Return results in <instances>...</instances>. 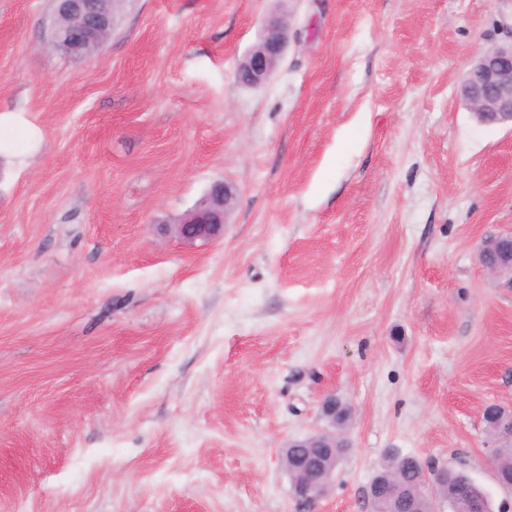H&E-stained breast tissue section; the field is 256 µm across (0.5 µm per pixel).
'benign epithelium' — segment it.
Segmentation results:
<instances>
[{"label":"benign epithelium","mask_w":512,"mask_h":512,"mask_svg":"<svg viewBox=\"0 0 512 512\" xmlns=\"http://www.w3.org/2000/svg\"><path fill=\"white\" fill-rule=\"evenodd\" d=\"M55 17L52 37L59 49L73 56L90 55L99 50L112 34L114 10L112 0H54ZM290 23L283 16L266 21L265 35L239 62L237 82L244 87H258L271 77L281 62L289 41ZM461 93L481 124L512 126V43L500 45L480 54L473 62L462 84ZM237 198L236 189L227 183H213L205 195L181 221L174 233L182 241L215 242L224 236V223ZM290 448H308L309 468L289 460L287 469L303 474L293 480L292 490L297 502L310 510L330 487L332 472L326 470L327 455L348 447L342 427L307 436L288 443ZM448 466L437 462L425 470L422 496L430 512H444L442 487ZM402 486L398 473L384 480L373 478L369 496L397 493Z\"/></svg>","instance_id":"obj_1"}]
</instances>
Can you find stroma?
<instances>
[{"label":"stroma","mask_w":512,"mask_h":512,"mask_svg":"<svg viewBox=\"0 0 512 512\" xmlns=\"http://www.w3.org/2000/svg\"><path fill=\"white\" fill-rule=\"evenodd\" d=\"M0 0V512H300L281 450L352 409L314 512L390 454L512 502V128L459 96L512 0H120L88 57ZM278 14L262 87L239 61ZM217 181L215 242L177 223ZM290 23L283 16L266 21L265 35L239 62L237 82L244 87H258L271 77L281 62L289 41Z\"/></svg>","instance_id":"35a3bbf8"}]
</instances>
